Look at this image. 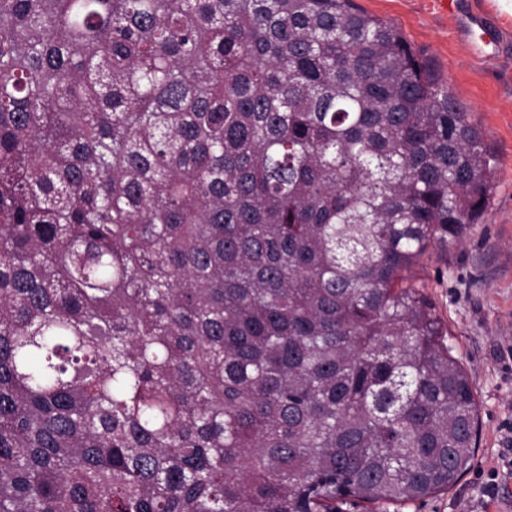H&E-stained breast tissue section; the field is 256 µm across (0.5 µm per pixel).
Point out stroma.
I'll return each instance as SVG.
<instances>
[{"label": "stroma", "instance_id": "obj_1", "mask_svg": "<svg viewBox=\"0 0 512 512\" xmlns=\"http://www.w3.org/2000/svg\"><path fill=\"white\" fill-rule=\"evenodd\" d=\"M457 2L484 16L496 42L493 56L474 54L445 0H357L369 14L401 29L482 127L496 166L481 222L463 241L434 246L410 272L469 374L478 404L479 448L453 489L413 502L404 512H512V479L492 498L487 477L512 426V19L500 15L491 0Z\"/></svg>", "mask_w": 512, "mask_h": 512}]
</instances>
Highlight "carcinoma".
Returning a JSON list of instances; mask_svg holds the SVG:
<instances>
[{
	"mask_svg": "<svg viewBox=\"0 0 512 512\" xmlns=\"http://www.w3.org/2000/svg\"><path fill=\"white\" fill-rule=\"evenodd\" d=\"M495 174L355 0H0V512L453 487L475 394L407 279Z\"/></svg>",
	"mask_w": 512,
	"mask_h": 512,
	"instance_id": "cac0c4a2",
	"label": "carcinoma"
}]
</instances>
